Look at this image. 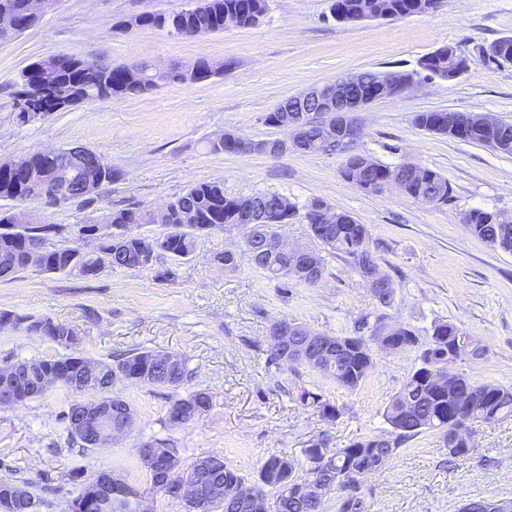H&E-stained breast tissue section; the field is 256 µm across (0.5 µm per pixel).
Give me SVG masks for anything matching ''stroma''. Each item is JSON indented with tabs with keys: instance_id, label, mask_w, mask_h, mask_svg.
<instances>
[{
	"instance_id": "obj_1",
	"label": "stroma",
	"mask_w": 512,
	"mask_h": 512,
	"mask_svg": "<svg viewBox=\"0 0 512 512\" xmlns=\"http://www.w3.org/2000/svg\"><path fill=\"white\" fill-rule=\"evenodd\" d=\"M185 4L57 0L33 27L0 42V160L83 146L119 174L90 200L28 203L33 218L80 224L133 202L158 208L190 186L218 178L228 195L271 190L301 204L322 199L366 225L378 243L380 271L391 276L397 291L389 323L421 334L439 320L456 324L486 352L457 361L452 371L479 383L512 386V254L473 237L461 222L471 209L512 215V155L434 135L414 123L417 113L441 110L512 121V64L486 53L492 42L512 35V0H445L430 14L348 23L330 19L329 0H268L258 25L190 39L118 27L129 16ZM444 45L466 58L465 72L449 82L432 79L359 112L362 134L353 150L388 165L411 162L438 171L453 189L447 205L417 202L395 189L362 192L342 178L339 154L273 158L206 148L220 131L254 140L279 137L280 129L264 122L277 103L349 74L415 69L419 59ZM61 53L115 64L148 60L162 67L206 58L231 67L203 82L81 104L15 126L9 115L21 71ZM240 244L235 229L202 234L193 256L174 263L165 278L154 269L108 268L95 278L27 270L0 282V311L73 326L79 333L76 354L107 361L125 350L178 352L190 375L176 393L203 389L211 396L202 417L172 426L166 413L175 392L118 381L112 392L135 410V424L107 447L85 452L72 445L62 420L76 399L67 389L0 408V478L53 486L41 512H65L82 488L75 471L90 478L112 470L146 491L144 512H187L184 503L150 493V477L135 455L141 443L173 441L184 465L217 453L253 478L270 455L298 461L312 442L343 448L384 430L382 412L419 366L418 349L373 347V366L352 391L303 365H270L274 319L294 321L314 334L348 336L378 306L356 270L337 257L328 258L314 287L285 288L248 264L227 271L214 262V254ZM61 353L46 337L0 330L1 366ZM308 392L335 407V419L306 405ZM472 435L474 452L455 462L430 432L402 445L392 464L365 478L366 512H457L469 499H512V418L473 424Z\"/></svg>"
}]
</instances>
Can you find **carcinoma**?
I'll return each instance as SVG.
<instances>
[{
  "label": "carcinoma",
  "mask_w": 512,
  "mask_h": 512,
  "mask_svg": "<svg viewBox=\"0 0 512 512\" xmlns=\"http://www.w3.org/2000/svg\"><path fill=\"white\" fill-rule=\"evenodd\" d=\"M411 7L412 0H331L329 10L334 13L335 21L352 22L385 19L392 15L406 16L411 14ZM266 11L267 0H198L195 6L189 8L144 11L132 17L130 22L141 28L164 30L169 36L178 38L184 32L200 35L221 33L224 31V16L230 14L240 17V26L250 27L255 25L254 17L263 16ZM137 66L144 75V82L136 90L107 82L108 76L125 68L123 64L112 65L99 60L96 67L90 69L86 65V58L60 54L56 56L53 68L59 87L74 92L75 104L79 105L116 96H139L173 82H202L222 72L225 63L200 59L187 65L174 64L165 74L153 72L154 65L147 61H139ZM37 104V94L28 89L24 78H19L13 92L12 122L17 126L29 124L26 113L35 111ZM450 119L464 123L457 138L481 146H488L494 141L498 143L497 151L512 154V122L508 120L501 119L491 127H476L469 113L436 111L416 114L414 123L422 130L446 136ZM245 142L244 137L224 131L209 138L207 144L214 154L252 152V148L244 146ZM300 152L330 156L336 154V144L320 140L318 128L312 127L303 132ZM358 164L357 158L344 160L341 176L365 193H379L384 189V182L394 179L401 182L412 199L419 192H429L431 197L428 204L437 206L448 204L451 198L452 189L448 179L431 168L408 163L395 166L377 163L371 171L366 172L357 168ZM38 198V193L26 183L0 180L1 200L26 203ZM285 201L288 202V217L306 224L310 223L311 215L325 205L321 199H312L300 206L287 196L272 191L226 196L222 179L195 184L171 202L168 223L175 226V230L165 235V242L158 245L147 266L142 265L140 260L142 239L137 228L152 223V218L149 209L140 205L114 209L101 219L103 224L129 227V234L119 245L112 243L107 235H100V256L96 260L78 256L61 245L64 235L71 230L65 224H28L23 230L16 231L6 224L8 216L1 214L0 255H7L12 269L6 272L1 267L0 281H9L27 269L28 253L33 246L42 250L43 273L48 275L94 278L107 267L151 269L167 261H182L194 253L200 234L238 228L247 223L250 211L261 210L266 215V223L256 225L255 236H246L242 249L236 253L224 251L215 254V261L224 269L234 271L241 259L245 258L254 269L283 281L285 287L290 282L312 287L314 283L307 271L309 256L300 254L285 259L274 254L261 255L265 249V239L278 234ZM467 214L466 226L471 235L495 249L512 253V219L492 222L489 220L491 212L482 209H472ZM335 228L334 235L321 243L324 250L349 262L360 275L365 270H379V247L373 242L366 225L358 223L350 214L340 212ZM372 294L380 306L391 308L395 303V283L389 275H383L381 287L372 289ZM369 318L367 314L359 320L353 335L327 337L326 360L321 365L312 364L310 368L341 387L356 389L372 368L369 343L377 342L378 329L388 326L383 313L375 316L372 323ZM8 326L47 336L67 350V353L55 359H32L18 363L21 368L31 369L18 384L22 398L34 393L38 378L50 372L58 377L60 386L69 391L81 394L90 389L97 394L112 396V402L118 405L125 404V400L112 395V389L105 387L109 383L108 378L102 377L91 385L80 379L78 364L86 361L87 357L69 352L71 345L68 341L54 333V330L64 328L63 324L49 318L0 311V328ZM279 328L285 329L293 341L300 342L308 335V330L303 326L285 318L272 323L271 329ZM367 328L370 335L365 337L361 331ZM429 335L435 340H427V346L420 354V366L410 374L382 412L388 425L384 431L388 437L385 447H376L377 437L374 436L361 438L336 450L320 443L303 450L308 477L319 476L329 482L330 489L341 492L336 512H365L358 476L382 456L393 460L404 443L427 431H434L439 434L443 447L448 449V461L463 460L471 454L470 445L463 438L469 433V424L491 423L512 417V387L476 383L465 374L458 373L442 390H434L429 381L430 368L451 347L455 346L472 357L483 356L486 348L450 322L433 323ZM103 367L109 373L119 371L122 379L130 383L146 380L152 385L175 391L189 374L187 360H182L177 372L172 374L163 364L162 354L147 350L122 354L112 362L103 364ZM210 404V395L204 390L176 396L170 401L167 422H172V417L179 411L187 421L198 418L209 410ZM210 459L208 480L224 486L240 485L244 487L245 496L235 500L217 495L188 507V512H266L269 507L274 508L275 512H321V506H311L297 495L298 485L303 479L296 474L295 464L283 467V457L279 455L269 456L254 479L228 466L218 454L210 455ZM19 483L21 480L17 478H0V512H35L44 503V499L31 490L28 491L27 503L16 505L9 501L7 493Z\"/></svg>",
  "instance_id": "cac0c4a2"
}]
</instances>
